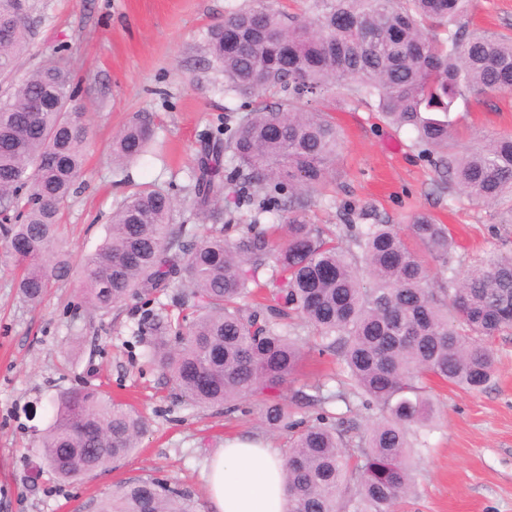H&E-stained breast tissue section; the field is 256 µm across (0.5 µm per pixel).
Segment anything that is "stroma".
Listing matches in <instances>:
<instances>
[{
  "instance_id": "stroma-1",
  "label": "stroma",
  "mask_w": 512,
  "mask_h": 512,
  "mask_svg": "<svg viewBox=\"0 0 512 512\" xmlns=\"http://www.w3.org/2000/svg\"><path fill=\"white\" fill-rule=\"evenodd\" d=\"M28 38L16 75L65 57L76 103L91 134L81 185L63 211L62 246L72 260L93 252L113 209L135 186L171 189L176 223L208 228L189 195L196 152L220 117L238 108L208 68L209 28L251 0H27ZM471 28L512 35V0H472ZM341 134L325 189L313 194L306 220L345 234L346 221L407 225L418 211L446 224L456 241V267L489 253L512 256V224L496 208L472 202L420 154L409 130L380 120L371 105L344 101L328 89L315 104ZM155 131L149 153L120 168L112 138L135 115ZM460 145L512 132V93H469L454 114ZM8 244L0 239V512H97L116 485L151 477L191 492L197 512H210L206 468L232 438L278 450L287 432L266 431L262 397L239 411L200 408L181 399L162 368L149 365L148 336L136 335L145 308L127 297L108 312L88 313L78 270L57 278L39 305L13 286ZM497 372L480 392L433 384L435 417L427 446L414 457L415 484L399 512H512V331L492 342ZM93 388L134 406L149 421L141 445L116 466L73 482L44 468L38 438L51 423L57 396Z\"/></svg>"
}]
</instances>
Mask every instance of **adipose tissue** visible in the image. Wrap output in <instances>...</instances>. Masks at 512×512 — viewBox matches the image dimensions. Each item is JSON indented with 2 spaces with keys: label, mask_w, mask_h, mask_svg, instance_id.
<instances>
[{
  "label": "adipose tissue",
  "mask_w": 512,
  "mask_h": 512,
  "mask_svg": "<svg viewBox=\"0 0 512 512\" xmlns=\"http://www.w3.org/2000/svg\"><path fill=\"white\" fill-rule=\"evenodd\" d=\"M207 486L214 512H287L282 457L260 442L226 440L211 462Z\"/></svg>",
  "instance_id": "1"
}]
</instances>
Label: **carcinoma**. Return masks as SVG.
Wrapping results in <instances>:
<instances>
[{"label": "carcinoma", "instance_id": "carcinoma-1", "mask_svg": "<svg viewBox=\"0 0 512 512\" xmlns=\"http://www.w3.org/2000/svg\"><path fill=\"white\" fill-rule=\"evenodd\" d=\"M233 11L207 37L212 68L224 93L252 98L282 94L273 108L255 107L230 126L220 121L191 171L193 205L213 224L200 234L175 223L176 200L142 185L112 212L108 236L78 265L85 304L108 312L129 296L181 285V318L147 309L141 325L153 337L151 360L192 406L232 410L251 395L295 381L307 357L332 354L345 378L336 390L309 386L313 406L339 401L379 417L361 431L322 412L308 425L289 421L287 405L271 397L264 424L286 431L289 512H392L409 493L411 459L434 417L427 382L483 390L495 373L488 340L512 329V256L492 255L459 271L445 224L427 213L393 224L350 225L355 259L335 234L297 213L301 196L324 185L339 155L332 117L306 112L340 84L388 124L408 129L414 144L473 202L501 209L512 222V133L455 152L448 147L458 98L470 91L512 92V36L466 27L469 0H317L313 16L290 15L255 0ZM25 0H0V76L12 74L27 41ZM73 74L47 63L0 97V234L20 268L22 299L40 303L70 258L48 254L60 237L61 211L84 168L90 135L73 106ZM154 129L131 120L112 143V162L147 152ZM275 223L238 225L224 234L228 185ZM288 191V238L277 237ZM422 244L448 270L445 288L406 242ZM271 271L270 282L261 280ZM273 288H267V284ZM299 319L315 336L301 342ZM134 407L94 389L71 390L54 402L53 422L39 437L46 469L74 481L115 465L147 433ZM98 512H195L184 491L152 478L125 482Z\"/></svg>", "mask_w": 512, "mask_h": 512}]
</instances>
